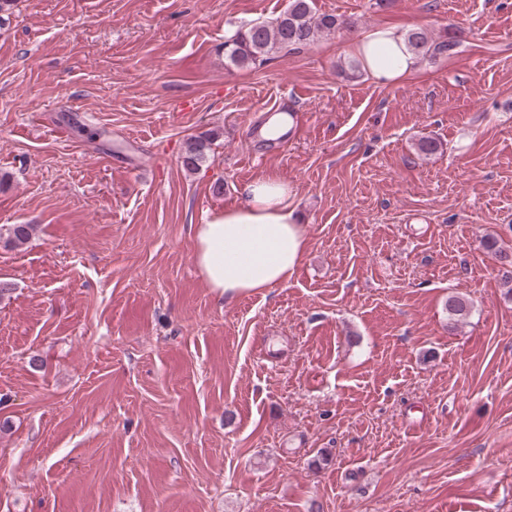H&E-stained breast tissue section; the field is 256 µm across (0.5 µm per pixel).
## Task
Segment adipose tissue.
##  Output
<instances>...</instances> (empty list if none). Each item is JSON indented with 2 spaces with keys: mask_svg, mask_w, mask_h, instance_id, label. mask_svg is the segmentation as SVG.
Here are the masks:
<instances>
[{
  "mask_svg": "<svg viewBox=\"0 0 512 512\" xmlns=\"http://www.w3.org/2000/svg\"><path fill=\"white\" fill-rule=\"evenodd\" d=\"M363 70L389 84L419 68L407 33L381 26L356 44ZM243 204L209 216L194 228L192 260L212 291L232 300L288 282L303 256L306 240L288 199L287 183L260 178L245 189Z\"/></svg>",
  "mask_w": 512,
  "mask_h": 512,
  "instance_id": "adipose-tissue-1",
  "label": "adipose tissue"
}]
</instances>
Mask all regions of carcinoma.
Returning <instances> with one entry per match:
<instances>
[{
	"mask_svg": "<svg viewBox=\"0 0 512 512\" xmlns=\"http://www.w3.org/2000/svg\"><path fill=\"white\" fill-rule=\"evenodd\" d=\"M354 22L350 19L313 10L312 0H291L288 10L272 23L256 22L238 30L224 42V62L236 67H244L258 60H266L276 53L288 55L299 51L316 41L320 36L340 30H349ZM408 46L420 58H433L440 55L452 56L457 53L460 39L455 36H435L425 28H415L408 33ZM220 136L211 130L190 138L181 155L182 167L193 173L206 161L212 141ZM34 230L32 224H10L6 228L7 237L16 244L27 241ZM485 247L500 260L509 261L511 269L504 272L505 283H512V252L498 246L497 240L490 238ZM450 319L464 317L469 313L467 299L451 295L447 302Z\"/></svg>",
	"mask_w": 512,
	"mask_h": 512,
	"instance_id": "1",
	"label": "carcinoma"
}]
</instances>
